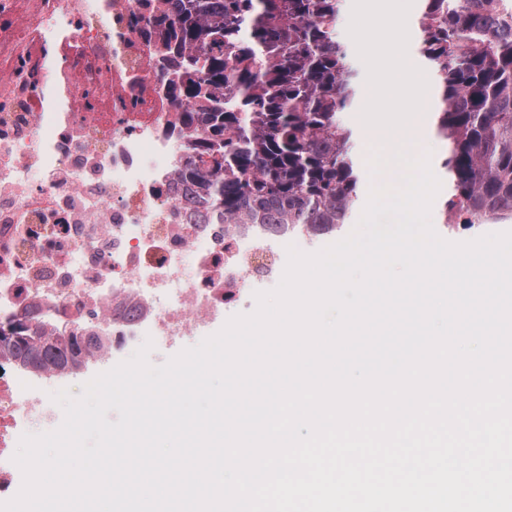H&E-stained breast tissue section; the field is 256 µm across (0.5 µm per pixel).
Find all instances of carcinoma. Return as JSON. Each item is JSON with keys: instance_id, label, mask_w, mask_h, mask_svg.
<instances>
[{"instance_id": "carcinoma-1", "label": "carcinoma", "mask_w": 512, "mask_h": 512, "mask_svg": "<svg viewBox=\"0 0 512 512\" xmlns=\"http://www.w3.org/2000/svg\"><path fill=\"white\" fill-rule=\"evenodd\" d=\"M420 53L438 77V134L447 146L445 214L512 212V14L494 0H425ZM339 0H179L144 18L180 94L203 104L188 123L203 138L182 173L226 224L351 221L358 175L353 131L339 119L360 91L336 39ZM98 358L91 336L17 323L0 330V360L72 371Z\"/></svg>"}]
</instances>
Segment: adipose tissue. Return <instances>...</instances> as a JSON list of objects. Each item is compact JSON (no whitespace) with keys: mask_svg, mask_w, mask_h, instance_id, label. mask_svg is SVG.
I'll use <instances>...</instances> for the list:
<instances>
[{"mask_svg":"<svg viewBox=\"0 0 512 512\" xmlns=\"http://www.w3.org/2000/svg\"><path fill=\"white\" fill-rule=\"evenodd\" d=\"M410 42L411 32L405 19L387 17L381 40L370 49L380 65L358 124V134L365 143L372 144L384 137L383 128L370 120L368 114L386 88L392 91L394 122L404 128L401 142H424L432 134V118L427 110L430 92L422 73L408 66Z\"/></svg>","mask_w":512,"mask_h":512,"instance_id":"1","label":"adipose tissue"}]
</instances>
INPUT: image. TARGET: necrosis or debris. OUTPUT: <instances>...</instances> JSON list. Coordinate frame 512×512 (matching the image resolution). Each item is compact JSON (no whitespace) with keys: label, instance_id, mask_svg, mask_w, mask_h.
Wrapping results in <instances>:
<instances>
[{"label":"necrosis or debris","instance_id":"obj_1","mask_svg":"<svg viewBox=\"0 0 512 512\" xmlns=\"http://www.w3.org/2000/svg\"><path fill=\"white\" fill-rule=\"evenodd\" d=\"M163 6L0 0V326L66 323L115 353L176 345L282 276L279 245L318 240L307 224L225 223L182 180L199 141L184 115L201 106L177 96L141 21ZM54 414L28 372L0 377V494L22 475L20 428Z\"/></svg>","mask_w":512,"mask_h":512}]
</instances>
